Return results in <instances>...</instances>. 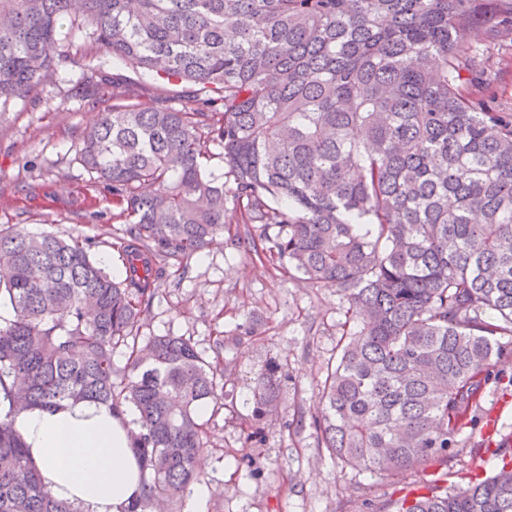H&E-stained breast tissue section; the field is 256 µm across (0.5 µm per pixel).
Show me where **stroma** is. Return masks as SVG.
Listing matches in <instances>:
<instances>
[{"mask_svg": "<svg viewBox=\"0 0 512 512\" xmlns=\"http://www.w3.org/2000/svg\"><path fill=\"white\" fill-rule=\"evenodd\" d=\"M60 62L50 78L0 117V225L52 232L91 242L107 270L122 267L119 245L128 223L114 217L112 197L101 193L75 158L89 126L112 106L108 93L86 95L83 64L98 59L87 41L57 47ZM495 75L490 92L512 109V40L489 46L477 61ZM108 75L142 103L188 105V87L115 62ZM244 224L201 252L169 260L162 285L140 322V338L185 336L207 353H220L231 369L232 410L210 419V440L199 466V486L211 487L204 512H392L391 501L420 486L430 471L412 470L395 480L341 470L322 448L311 425L318 384L336 347L344 315L332 288L293 278L268 260L249 257L235 242ZM282 365L281 402L267 417L264 439L249 446L238 422L250 415V388L269 359ZM499 410L497 429L512 433V388L489 381L475 409L478 420ZM252 455L259 476L242 465Z\"/></svg>", "mask_w": 512, "mask_h": 512, "instance_id": "stroma-1", "label": "stroma"}]
</instances>
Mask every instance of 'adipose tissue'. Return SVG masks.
Here are the masks:
<instances>
[{"label":"adipose tissue","instance_id":"adipose-tissue-1","mask_svg":"<svg viewBox=\"0 0 512 512\" xmlns=\"http://www.w3.org/2000/svg\"><path fill=\"white\" fill-rule=\"evenodd\" d=\"M44 485L53 497L86 512H121L142 490L131 447L132 419L92 401L32 408L16 419Z\"/></svg>","mask_w":512,"mask_h":512}]
</instances>
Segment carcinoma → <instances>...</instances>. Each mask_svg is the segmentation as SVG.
<instances>
[{"instance_id":"1","label":"carcinoma","mask_w":512,"mask_h":512,"mask_svg":"<svg viewBox=\"0 0 512 512\" xmlns=\"http://www.w3.org/2000/svg\"><path fill=\"white\" fill-rule=\"evenodd\" d=\"M66 17L111 60L194 86L202 107H144L114 81L77 149L131 219L124 277L79 236L0 225V512H85L45 488L15 426L65 401L134 415L142 493L121 512L190 491L208 444L199 409L226 406L229 368L184 336L138 345L139 321L160 262L200 252L232 209L248 253L345 304L321 447L393 479L456 457L512 352V113L469 92L490 82L475 34H512V0H0V116L53 74ZM281 377L271 360L254 379V443ZM492 454V475L431 480L394 512H512V454Z\"/></svg>"}]
</instances>
